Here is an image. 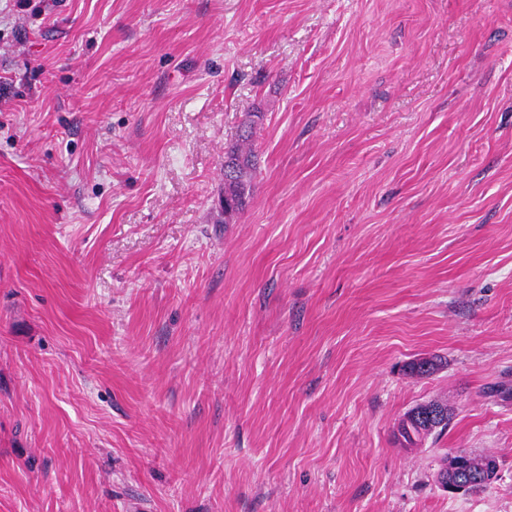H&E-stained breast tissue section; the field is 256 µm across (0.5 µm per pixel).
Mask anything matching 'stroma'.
<instances>
[{"mask_svg": "<svg viewBox=\"0 0 512 512\" xmlns=\"http://www.w3.org/2000/svg\"><path fill=\"white\" fill-rule=\"evenodd\" d=\"M0 512H512V0H0ZM255 122L251 119L238 141L224 150V191L219 199L224 224L236 223L253 195L256 156L244 144L251 137L252 124ZM419 412L425 413L421 417L427 416L430 419H432L433 421L440 420L443 416L447 415V413H448V418H446L445 420H441L438 423L439 426H437V427H434V425L430 426L425 422L420 423L419 426H416L414 429V432H415L416 436H418V438H420V436H422V437L430 436L434 433H437L438 436L442 435L448 429V427L451 424V421L453 419V412H451L450 409H448V412H446V411H442V409L440 407L424 406L420 410H414V411L406 414L404 416V418L402 419L403 424L405 425V427L408 429V431L410 432V434L412 436H413V433H412L411 428L414 427V417L417 418L418 417L417 414ZM448 461L447 455L441 459L437 478L442 474L448 473V467H450L452 463L450 462L448 464ZM451 461H455L460 468L458 470H454V468L451 467L454 470V474L458 472L461 477H468L469 475L474 479L479 477L481 478V481H475L468 487V483L464 478L460 479V477H458L455 480L448 482V476H440L439 487L444 492L448 493V495L461 494L466 489L467 490L463 494L477 493L486 487L482 484V481L487 480L489 484L493 479L495 480L497 478L498 462L492 455L456 452L452 455Z\"/></svg>", "mask_w": 512, "mask_h": 512, "instance_id": "35a3bbf8", "label": "stroma"}]
</instances>
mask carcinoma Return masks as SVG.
<instances>
[{"mask_svg":"<svg viewBox=\"0 0 512 512\" xmlns=\"http://www.w3.org/2000/svg\"><path fill=\"white\" fill-rule=\"evenodd\" d=\"M253 119L245 126L244 133L239 135L236 143L229 145L224 150V191L219 199V207L224 215V223L234 224L239 215L245 210L253 195V179L256 172V156L245 148L249 140L252 124L259 117L256 112L251 113ZM453 412H448V418L439 422V426H430L425 422L415 427L416 436L442 435L451 424ZM453 460L458 465L460 476H470L475 479L467 488L469 493H477L484 489L482 481H492L497 478L498 462L489 454H476L469 452H456L452 457H443L438 474L448 472V460Z\"/></svg>","mask_w":512,"mask_h":512,"instance_id":"obj_1","label":"carcinoma"}]
</instances>
